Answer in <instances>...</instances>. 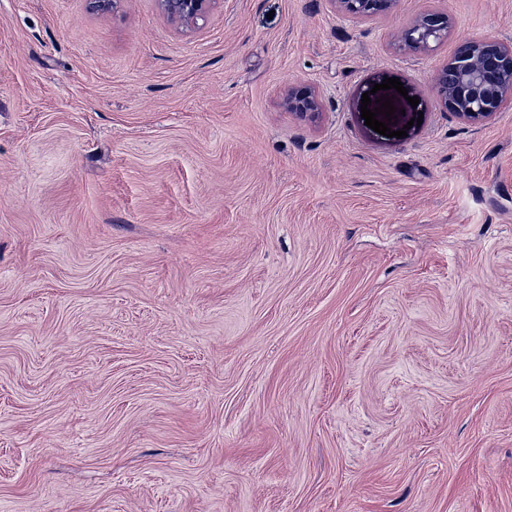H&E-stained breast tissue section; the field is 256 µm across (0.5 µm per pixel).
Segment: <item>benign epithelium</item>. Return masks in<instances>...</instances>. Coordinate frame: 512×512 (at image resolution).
Listing matches in <instances>:
<instances>
[{
    "instance_id": "7a95c632",
    "label": "benign epithelium",
    "mask_w": 512,
    "mask_h": 512,
    "mask_svg": "<svg viewBox=\"0 0 512 512\" xmlns=\"http://www.w3.org/2000/svg\"><path fill=\"white\" fill-rule=\"evenodd\" d=\"M162 12L185 25L196 22L215 0H158ZM339 14L360 19L391 11L397 0H331ZM448 17L429 13L402 33L403 41L414 48L426 47L448 32ZM485 40L467 42L468 49L451 61L455 80L448 82L443 72L435 76V87L443 105L468 121L487 119L512 102V45L496 43V53L484 51ZM288 109L315 112L318 94L307 88H291L284 98Z\"/></svg>"
}]
</instances>
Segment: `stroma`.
Masks as SVG:
<instances>
[{
	"instance_id": "1",
	"label": "stroma",
	"mask_w": 512,
	"mask_h": 512,
	"mask_svg": "<svg viewBox=\"0 0 512 512\" xmlns=\"http://www.w3.org/2000/svg\"><path fill=\"white\" fill-rule=\"evenodd\" d=\"M485 37L0 0V512H512V107L434 88ZM284 103L288 109L296 112H316L320 105L319 97L315 90L307 88L288 89Z\"/></svg>"
}]
</instances>
